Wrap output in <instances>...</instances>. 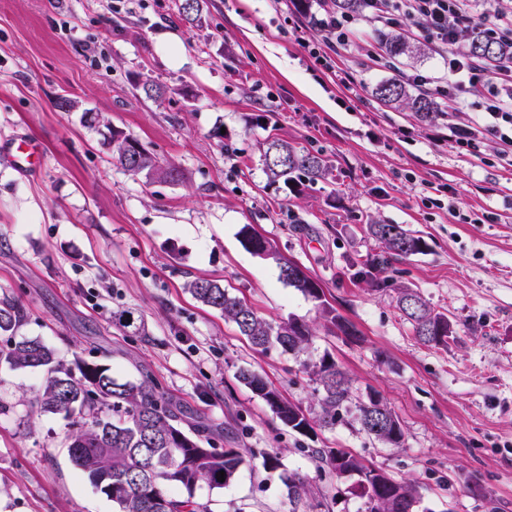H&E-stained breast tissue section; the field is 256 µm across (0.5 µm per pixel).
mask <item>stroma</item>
<instances>
[{
    "mask_svg": "<svg viewBox=\"0 0 512 512\" xmlns=\"http://www.w3.org/2000/svg\"><path fill=\"white\" fill-rule=\"evenodd\" d=\"M177 3L0 0V294L22 307L21 335L69 365L149 376L205 419L217 450L244 449L231 485L196 487L202 512H365L357 477H337L319 448L348 449L410 483L429 512H512V167L461 151L440 116L424 121L371 94L393 77L440 75L442 60L428 49L378 66L366 56L375 35L366 22L330 73L296 40L292 0H203L192 26ZM162 31L175 62L159 52ZM147 80L161 97L145 95ZM62 98L70 111L57 108ZM86 111L175 164L180 181L123 171ZM18 136L40 145L38 170L11 161ZM270 136L323 154L326 178L299 194L269 185L259 145ZM438 185L448 188L443 209L427 202ZM487 212L495 223L483 222ZM246 224L320 284L321 300L245 249ZM371 224L402 225L428 247L386 258ZM198 278L265 319L306 321L311 345L253 349L187 292ZM405 288L449 314L447 346L417 340L397 305ZM325 305L356 339L329 329ZM122 309L139 313L144 335L115 325ZM326 353L354 398L377 393L398 416L401 447L350 419L299 435L238 378L256 370L316 416L309 367ZM42 382L41 372L0 365V512H118L72 464L68 420L31 410ZM294 472L306 478L297 499L285 485Z\"/></svg>",
    "mask_w": 512,
    "mask_h": 512,
    "instance_id": "1",
    "label": "stroma"
}]
</instances>
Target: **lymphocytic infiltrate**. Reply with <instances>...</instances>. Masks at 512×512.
Segmentation results:
<instances>
[{
    "instance_id": "obj_1",
    "label": "lymphocytic infiltrate",
    "mask_w": 512,
    "mask_h": 512,
    "mask_svg": "<svg viewBox=\"0 0 512 512\" xmlns=\"http://www.w3.org/2000/svg\"><path fill=\"white\" fill-rule=\"evenodd\" d=\"M319 7L312 26L322 43L310 53L323 69L332 70L333 57L348 50L360 21L380 31L407 29L432 44L446 67L437 91L450 138L478 159L485 141H494L498 163L512 167V62L490 69L460 50L474 34L512 43V11L499 0H365L358 15L338 12L333 0Z\"/></svg>"
}]
</instances>
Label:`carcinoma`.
Wrapping results in <instances>:
<instances>
[{
    "label": "carcinoma",
    "instance_id": "1",
    "mask_svg": "<svg viewBox=\"0 0 512 512\" xmlns=\"http://www.w3.org/2000/svg\"><path fill=\"white\" fill-rule=\"evenodd\" d=\"M383 40L394 58L411 51V46L396 34L387 33ZM466 53L494 68L512 60V44L491 43L475 34ZM374 97L384 105L407 108L424 120L438 111L433 99L423 94L411 95L400 79L377 85ZM138 144L136 138L115 128L108 142L112 158L130 174L180 180L176 167H162L152 155L135 165ZM262 161L270 182L281 181L287 187L314 185L325 178L328 170L321 155L301 153L276 137L266 140ZM369 232L390 255H414L426 247L422 237L399 224H371ZM266 249L267 258L277 263L285 284L315 300L321 299L318 284L297 264L281 257L271 245ZM188 290L202 305L235 323L258 350L277 345L286 352L299 353L311 344L313 329L303 321L263 319L214 280H193ZM398 301L421 343L430 347L448 344L447 314L430 308L410 289L403 290ZM22 317L18 303L6 295L0 299V335L10 338L9 346L0 349V364L43 374V385L34 400L37 411L75 420V428L67 437L71 459L91 484L118 506L119 512H198L193 500L198 484L224 488L235 480L246 463L243 449L217 451L206 427L184 423L181 408L146 379L120 381L104 365L78 361L72 368L63 364L41 338L16 335ZM113 321L125 330L142 334V318L133 310L115 312ZM311 374L323 391L317 419L283 398L260 373L242 369L239 379L270 406L284 426L307 436L316 424L334 426L340 411L348 410L350 403L351 382L330 354L313 365ZM356 410L355 422L361 431L385 445H401L402 425L377 395H369L356 405ZM317 453L318 459L337 476H358L366 503L376 502V509L367 512H414L418 498L409 483L364 465L344 448H321ZM221 471L225 472L223 482L218 481Z\"/></svg>",
    "mask_w": 512,
    "mask_h": 512
}]
</instances>
